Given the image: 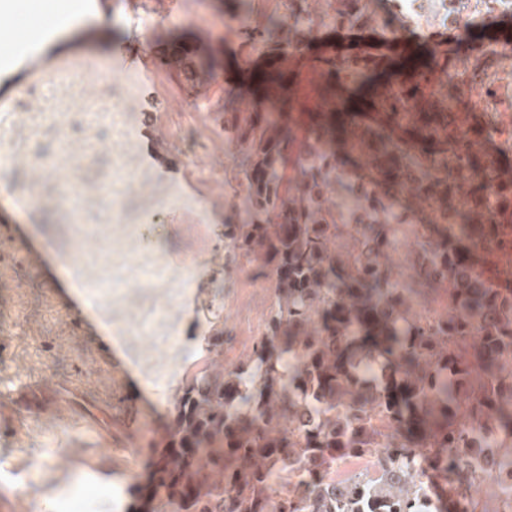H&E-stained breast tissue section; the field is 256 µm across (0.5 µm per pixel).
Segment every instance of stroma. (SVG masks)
Listing matches in <instances>:
<instances>
[{"instance_id":"35a3bbf8","label":"stroma","mask_w":512,"mask_h":512,"mask_svg":"<svg viewBox=\"0 0 512 512\" xmlns=\"http://www.w3.org/2000/svg\"><path fill=\"white\" fill-rule=\"evenodd\" d=\"M16 0L0 25L23 32V51L0 57V512H132L153 446L172 430L173 399L208 359V338L224 337L234 367L264 330L273 290L258 253L232 260L224 226L246 222L244 199L227 192L243 156L217 125L252 89L262 55L224 38L235 0ZM152 27L132 42L134 23ZM512 30L498 20L470 38L413 47L449 68L493 72L488 37ZM183 58L162 61L170 43ZM127 48L130 72L111 73ZM159 58L152 102L136 89L135 68ZM38 56L53 79L28 71ZM323 39H312L283 75L296 156L306 126L327 125L342 142L351 121L316 111L342 99L370 111L365 92L334 78ZM197 80L218 76L209 101L182 97L185 67ZM472 88L447 82L424 90L422 113L466 107ZM195 191H188L186 181ZM75 299L81 315L61 302ZM111 337L135 383L126 388L98 343Z\"/></svg>"}]
</instances>
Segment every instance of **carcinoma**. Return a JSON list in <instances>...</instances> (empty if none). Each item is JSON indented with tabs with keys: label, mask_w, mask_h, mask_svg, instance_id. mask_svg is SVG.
I'll return each instance as SVG.
<instances>
[{
	"label": "carcinoma",
	"mask_w": 512,
	"mask_h": 512,
	"mask_svg": "<svg viewBox=\"0 0 512 512\" xmlns=\"http://www.w3.org/2000/svg\"><path fill=\"white\" fill-rule=\"evenodd\" d=\"M278 20L243 33L253 49L278 44ZM373 62L362 49L339 60L343 84ZM419 83L411 77L379 96L376 112H356L373 142L370 168L391 173V197L408 190L430 198L432 223L376 224L387 200L360 197L353 224L320 218L336 186V153L308 134L294 190L281 173L290 127L278 112H226L224 131L248 160L245 199L274 224H229L235 255L258 248L268 257L276 298L252 351L231 369L224 339L211 337V364L176 399L174 426L155 458L146 512H501L475 496V437L492 429L512 437V288L475 273L456 248L466 241L480 261L512 260V179L472 140L491 112L459 131L439 114L410 112ZM433 146L419 152L399 132ZM419 282L445 304L421 305L422 288L396 277L400 248ZM432 314L428 323L421 315ZM322 415L312 430L293 427L305 407ZM373 460L336 491V459Z\"/></svg>",
	"instance_id": "carcinoma-1"
}]
</instances>
